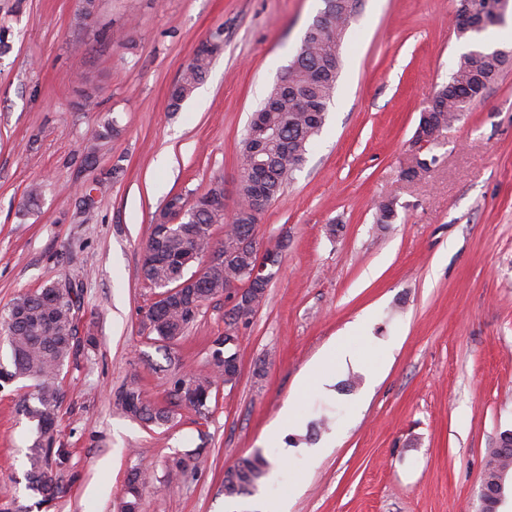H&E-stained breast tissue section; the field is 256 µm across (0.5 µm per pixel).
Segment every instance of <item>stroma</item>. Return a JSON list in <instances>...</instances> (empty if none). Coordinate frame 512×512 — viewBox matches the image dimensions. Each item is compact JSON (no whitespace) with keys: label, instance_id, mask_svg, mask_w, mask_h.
<instances>
[{"label":"stroma","instance_id":"1","mask_svg":"<svg viewBox=\"0 0 512 512\" xmlns=\"http://www.w3.org/2000/svg\"><path fill=\"white\" fill-rule=\"evenodd\" d=\"M324 7L99 0L84 20L79 0H0V316L57 283L78 292L85 337L59 376L65 493L49 512H119L136 467L140 512H256L259 496L288 498V512H477L486 453L512 429V66L443 133L436 164L405 176L422 102L470 49L455 0H359L323 129L254 227L259 249L282 253L238 338L240 374L207 417L171 404L175 378L209 369L230 304L213 298L178 342L158 340L142 244L167 193L192 200L220 179L234 211L251 114ZM210 40L223 51L171 111L170 88ZM80 76L97 90L89 110L74 106ZM112 119L119 135L90 143ZM333 348L350 364L309 377ZM130 384L173 420L117 409ZM31 385L0 382V512H39L25 480L34 424L20 412ZM327 407L334 425L314 429ZM255 452L266 477L225 496V470ZM188 456L196 468L167 481Z\"/></svg>","mask_w":512,"mask_h":512}]
</instances>
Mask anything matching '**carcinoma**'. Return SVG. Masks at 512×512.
<instances>
[{
  "label": "carcinoma",
  "mask_w": 512,
  "mask_h": 512,
  "mask_svg": "<svg viewBox=\"0 0 512 512\" xmlns=\"http://www.w3.org/2000/svg\"><path fill=\"white\" fill-rule=\"evenodd\" d=\"M499 0H457V13L467 14L473 7L489 15ZM351 20L347 0H340L337 11L325 22L309 25L304 47L288 66V84L307 91L323 105L328 104L336 89V82L342 67V59H336L333 70L324 68L332 47L342 41ZM214 54L197 52L187 66L170 95L169 107L176 111L193 90L203 82L208 73ZM512 63V55L504 56L495 51L471 50L460 56L454 65L447 83L436 89L440 95V109L433 116L430 146L439 143V136L460 119L461 112L472 102L481 99L489 86L496 81L503 69ZM273 100L278 107L266 113V124L279 131V135L265 139L262 147L264 158L269 161L267 186L271 199H277L283 192L294 172L304 163L309 147L324 123L326 115L299 110L293 98L284 95L279 83H274L265 101ZM250 136L243 140L242 168L238 185L239 206L231 218L222 212L197 211L190 207L182 221L168 228L165 234L153 226L144 251L146 259L141 267L143 278L152 286L167 292L181 287L190 280L187 275L193 262H202L205 255L215 246L230 254V260L222 268L211 273L205 272L202 286L188 289L156 301L148 313L152 332L159 340L174 343L178 341L187 326L195 319L200 307L208 300L226 292V285L236 280L248 281L242 273L247 258L238 251L239 236L250 233L258 221L250 208L252 171L248 164L247 152ZM224 225V240L213 241L212 228ZM76 306L73 291L54 284L46 285L34 293L19 295L13 302L3 323L6 339L11 352L10 375L28 378L37 388L35 404L23 403L22 413L35 423L34 436L28 446L27 456L30 470L27 474V488L40 499H57L64 493V487L49 472V458L60 460L64 456L61 448L55 447L61 392L58 376L65 363L77 355L79 345L75 344L74 331ZM228 337L215 340L211 370L186 374L174 383V397H179L183 384L188 383L202 398V402L189 404L201 416L209 414L213 390L219 384L234 381V374L224 357L237 354L236 346L226 343ZM116 407L127 416L158 426L168 424L173 414L166 408L148 404L137 387L121 388L114 400ZM268 462L258 453L241 457L224 472V494L237 496L256 489L266 474Z\"/></svg>",
  "instance_id": "obj_1"
}]
</instances>
